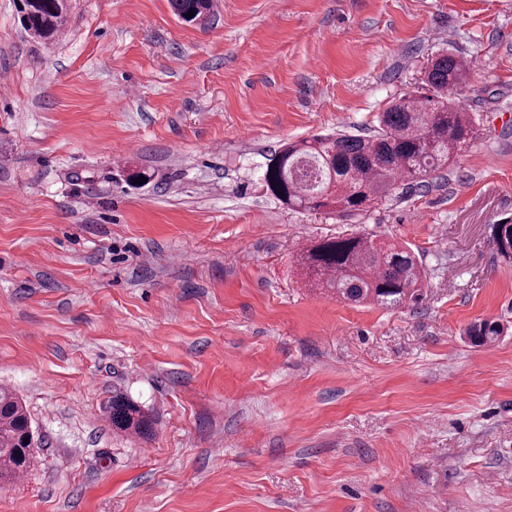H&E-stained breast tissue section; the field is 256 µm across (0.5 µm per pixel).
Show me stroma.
Segmentation results:
<instances>
[{
    "label": "stroma",
    "mask_w": 512,
    "mask_h": 512,
    "mask_svg": "<svg viewBox=\"0 0 512 512\" xmlns=\"http://www.w3.org/2000/svg\"><path fill=\"white\" fill-rule=\"evenodd\" d=\"M64 25L0 0V385L36 441L0 512H512V0H215L191 26L67 0ZM442 51L479 122L455 167L349 218L266 192L283 142L370 134ZM352 232L419 251L422 302L305 288L301 248ZM117 389L149 437L113 431ZM66 8L64 0H23L21 20L34 37L51 39L60 29ZM505 221V224H502ZM491 242L496 255L505 262L512 261V219L505 217L491 226ZM465 333L472 345L485 346L495 341L502 334V329L496 321L480 319L471 323Z\"/></svg>",
    "instance_id": "1"
}]
</instances>
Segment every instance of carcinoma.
Returning <instances> with one entry per match:
<instances>
[{"instance_id":"carcinoma-1","label":"carcinoma","mask_w":512,"mask_h":512,"mask_svg":"<svg viewBox=\"0 0 512 512\" xmlns=\"http://www.w3.org/2000/svg\"><path fill=\"white\" fill-rule=\"evenodd\" d=\"M174 14L186 24L202 22L212 0H170ZM194 16H187L188 11ZM22 23L33 36L57 35L66 13L65 0H22ZM470 72L467 59L440 53L428 62L422 83L428 94L403 95L378 116L374 134H320L284 143L268 159L263 172L266 190L280 202L309 210L334 209L355 215L401 182H428L455 165L461 151L478 135L471 113L449 92ZM496 255L512 261V219L491 226ZM301 280L307 288H326L341 300L386 309L410 307L424 296L427 272L407 244L384 243L355 233L314 242L299 254ZM502 334L499 323L480 319L466 329L474 346H485ZM112 427L146 435L152 418L122 392L112 395ZM26 411L12 391L0 387V481L19 478L34 462Z\"/></svg>"}]
</instances>
